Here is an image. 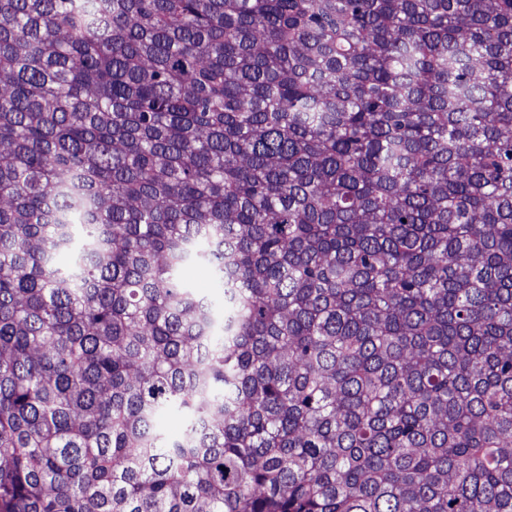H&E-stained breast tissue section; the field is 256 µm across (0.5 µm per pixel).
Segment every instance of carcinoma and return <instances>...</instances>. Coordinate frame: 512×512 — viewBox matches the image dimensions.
<instances>
[{
  "label": "carcinoma",
  "mask_w": 512,
  "mask_h": 512,
  "mask_svg": "<svg viewBox=\"0 0 512 512\" xmlns=\"http://www.w3.org/2000/svg\"><path fill=\"white\" fill-rule=\"evenodd\" d=\"M0 512H512V0H0ZM185 278L197 292L211 298L216 304H220L222 292L215 283V274L210 265L197 264L186 270Z\"/></svg>",
  "instance_id": "obj_1"
}]
</instances>
